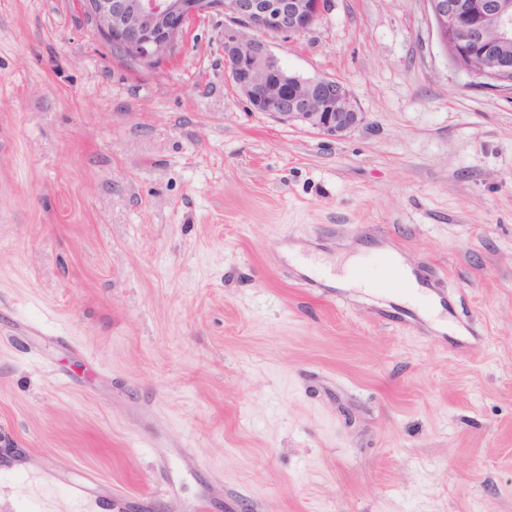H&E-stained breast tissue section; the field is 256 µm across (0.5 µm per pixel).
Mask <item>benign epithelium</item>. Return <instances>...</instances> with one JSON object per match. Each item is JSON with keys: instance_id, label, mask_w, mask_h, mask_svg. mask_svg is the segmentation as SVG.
Masks as SVG:
<instances>
[{"instance_id": "benign-epithelium-1", "label": "benign epithelium", "mask_w": 512, "mask_h": 512, "mask_svg": "<svg viewBox=\"0 0 512 512\" xmlns=\"http://www.w3.org/2000/svg\"><path fill=\"white\" fill-rule=\"evenodd\" d=\"M448 61L472 82L512 92V0H424ZM96 33L137 66L171 58L191 22L211 13L224 25V74L252 112L341 139L361 126V112L345 85L328 76L289 72L269 39L301 34L324 13L323 0H80Z\"/></svg>"}]
</instances>
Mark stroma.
<instances>
[{"label": "stroma", "mask_w": 512, "mask_h": 512, "mask_svg": "<svg viewBox=\"0 0 512 512\" xmlns=\"http://www.w3.org/2000/svg\"><path fill=\"white\" fill-rule=\"evenodd\" d=\"M271 49L364 124L250 111L223 16L150 70L77 0H0V512H512V92L424 0ZM356 253V288L299 260Z\"/></svg>", "instance_id": "stroma-1"}]
</instances>
